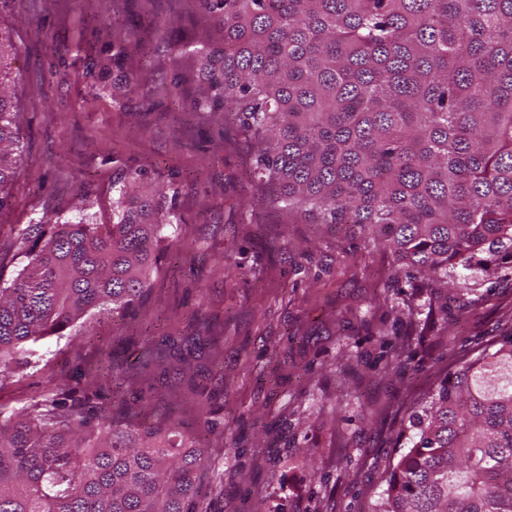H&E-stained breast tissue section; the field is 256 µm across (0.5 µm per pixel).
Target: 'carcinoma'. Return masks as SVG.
Instances as JSON below:
<instances>
[{
  "mask_svg": "<svg viewBox=\"0 0 512 512\" xmlns=\"http://www.w3.org/2000/svg\"><path fill=\"white\" fill-rule=\"evenodd\" d=\"M199 112L255 148L254 176L288 218L358 224L430 287L512 270V0H197ZM0 209L22 156L0 29ZM112 182V223L78 192L76 221L20 234L0 278V386L29 346L147 296L162 230L178 223ZM79 385L0 412V512H196L210 468L199 436L165 421L80 410ZM410 446L374 512H512V332L447 371L404 420Z\"/></svg>",
  "mask_w": 512,
  "mask_h": 512,
  "instance_id": "carcinoma-1",
  "label": "carcinoma"
}]
</instances>
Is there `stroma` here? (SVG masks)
I'll return each instance as SVG.
<instances>
[{
	"instance_id": "stroma-1",
	"label": "stroma",
	"mask_w": 512,
	"mask_h": 512,
	"mask_svg": "<svg viewBox=\"0 0 512 512\" xmlns=\"http://www.w3.org/2000/svg\"><path fill=\"white\" fill-rule=\"evenodd\" d=\"M129 18L133 49L118 35ZM197 18L196 0H0L23 143L0 211V277L24 265L20 231L70 215L79 190L111 223L112 180L126 170L143 173L155 200L171 196L179 220L135 316L42 340L0 405L81 374L94 406L131 409L141 395L189 435L218 421L204 441L202 512H371L405 409L481 338L512 328V273L413 288L390 281L386 252L350 225L252 208L263 190L248 142L188 112L195 85L174 82L193 66L176 34L198 35ZM397 356L405 374L385 368ZM111 363L125 376L116 395L100 376Z\"/></svg>"
}]
</instances>
